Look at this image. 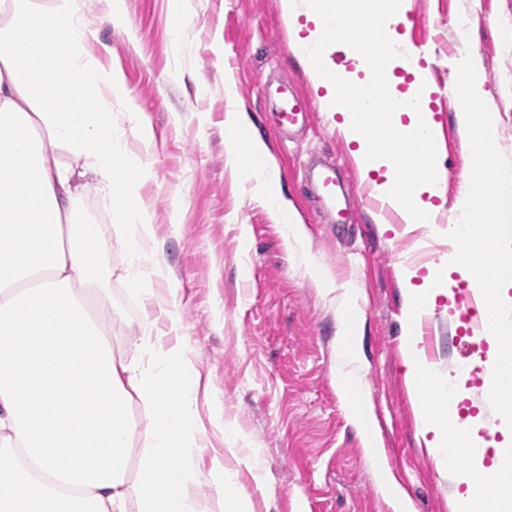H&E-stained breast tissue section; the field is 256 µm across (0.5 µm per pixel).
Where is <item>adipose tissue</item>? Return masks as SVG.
<instances>
[{"instance_id":"obj_1","label":"adipose tissue","mask_w":512,"mask_h":512,"mask_svg":"<svg viewBox=\"0 0 512 512\" xmlns=\"http://www.w3.org/2000/svg\"><path fill=\"white\" fill-rule=\"evenodd\" d=\"M284 7L299 49L301 13L313 36L335 26L360 56L366 27L378 31L377 46L399 38L401 15L378 13L375 0ZM94 36L78 0H0V512H211L215 500L241 512L223 459L206 472L196 462L203 428L186 325L176 296L157 297L151 286L162 262L135 193L145 167L112 125L121 78L89 54ZM302 60L325 102L342 109L364 170L385 169L378 192L399 197L405 222L428 223L439 210L433 196L442 172L428 151L436 132L428 89L413 82L401 95L403 111L359 112L351 94L384 90L377 73L385 62L355 82L326 60ZM244 125L241 113H229L228 160L243 173L264 152L258 140L240 145ZM88 186L127 219L120 279L165 321L161 333L152 321L139 325L132 358L113 351L110 274L93 229L77 222L74 200ZM360 322L355 291L346 289L336 379L349 420L369 443L372 415L349 370L359 359ZM134 405L146 423L130 415ZM140 438L148 446L139 453Z\"/></svg>"}]
</instances>
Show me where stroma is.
Masks as SVG:
<instances>
[{
  "instance_id": "35a3bbf8",
  "label": "stroma",
  "mask_w": 512,
  "mask_h": 512,
  "mask_svg": "<svg viewBox=\"0 0 512 512\" xmlns=\"http://www.w3.org/2000/svg\"><path fill=\"white\" fill-rule=\"evenodd\" d=\"M181 46L170 39L169 0H123L122 15H107L102 0H81L98 34L90 51L123 79L112 98L114 123L127 131L129 150L150 166L136 186L147 208L164 272L156 295L176 291L197 372L196 401L205 430L197 460L209 470L213 455L248 499L249 512H393L366 462L368 449L349 423L336 384L337 331L344 312L341 289L358 291L361 379L375 417L388 427L382 453L414 512H454L459 492L444 464L430 454L411 400L403 346L402 258L421 255L427 275L447 257L444 229L394 224L358 204L349 224L325 221L305 181L306 161L327 155L343 161L355 188L367 186L355 144L338 128L340 116L323 105L292 43L281 0H185ZM409 43L432 89L430 108L444 167L440 182L454 203L470 150L455 120L453 86L463 49L481 58L487 105L499 114L498 148L512 159V0H406ZM472 19L468 45L456 43L457 17ZM292 84L317 102L314 122L285 137L274 124L265 83ZM137 107L143 130L129 128ZM245 112L248 136L266 145L278 184L306 232L309 262L286 243L277 223L228 161L227 113ZM95 224L107 268L127 257L112 224V204L92 190L77 200ZM331 275L337 290L324 294L314 269ZM112 342L134 350V331L149 308L112 280ZM462 307L438 296L433 321L434 371L466 393L479 417L480 438L498 424L482 395L489 345L460 330ZM246 437L253 468L229 453L227 430Z\"/></svg>"
}]
</instances>
